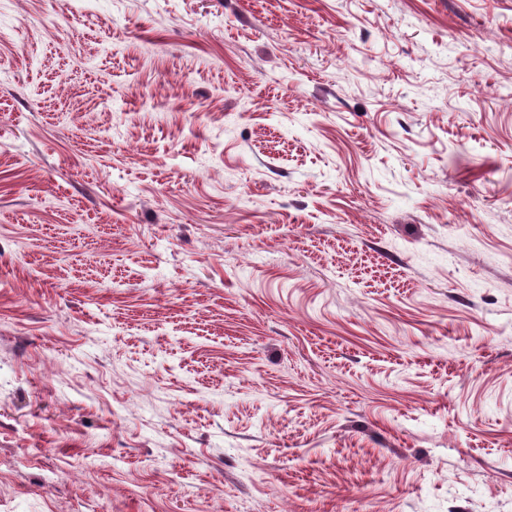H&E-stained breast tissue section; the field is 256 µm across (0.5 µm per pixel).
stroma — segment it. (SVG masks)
I'll list each match as a JSON object with an SVG mask.
<instances>
[{
    "label": "stroma",
    "mask_w": 512,
    "mask_h": 512,
    "mask_svg": "<svg viewBox=\"0 0 512 512\" xmlns=\"http://www.w3.org/2000/svg\"><path fill=\"white\" fill-rule=\"evenodd\" d=\"M0 512H512V0H0Z\"/></svg>",
    "instance_id": "obj_1"
}]
</instances>
